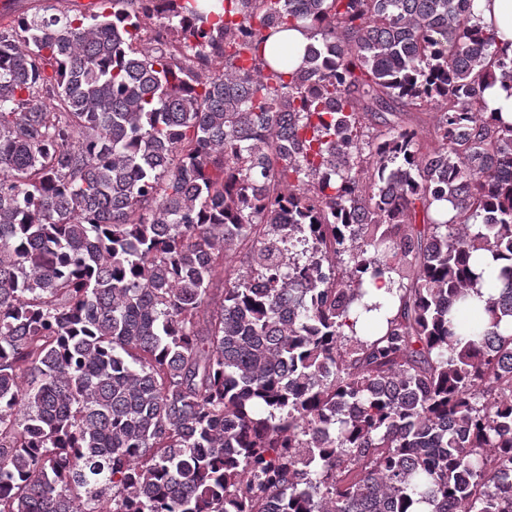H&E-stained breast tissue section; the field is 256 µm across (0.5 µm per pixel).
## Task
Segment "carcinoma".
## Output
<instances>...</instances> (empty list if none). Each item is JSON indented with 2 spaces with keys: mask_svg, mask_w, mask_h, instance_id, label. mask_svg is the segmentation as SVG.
<instances>
[{
  "mask_svg": "<svg viewBox=\"0 0 512 512\" xmlns=\"http://www.w3.org/2000/svg\"><path fill=\"white\" fill-rule=\"evenodd\" d=\"M108 2L0 24V512H512L473 0Z\"/></svg>",
  "mask_w": 512,
  "mask_h": 512,
  "instance_id": "obj_1",
  "label": "carcinoma"
}]
</instances>
